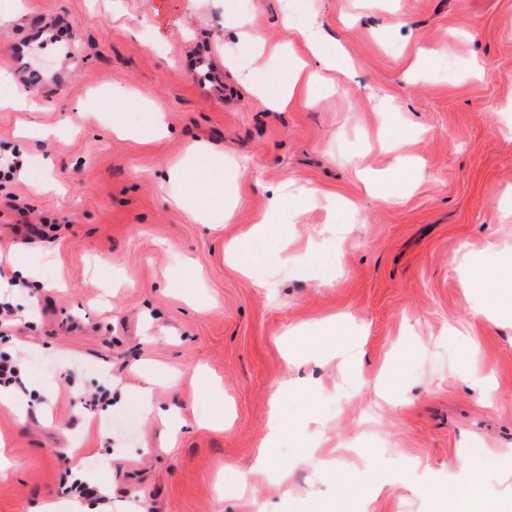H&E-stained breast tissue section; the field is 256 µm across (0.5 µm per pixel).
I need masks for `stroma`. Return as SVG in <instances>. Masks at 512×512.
<instances>
[{
    "label": "stroma",
    "instance_id": "stroma-1",
    "mask_svg": "<svg viewBox=\"0 0 512 512\" xmlns=\"http://www.w3.org/2000/svg\"><path fill=\"white\" fill-rule=\"evenodd\" d=\"M312 32L337 67L285 111L224 64L273 68ZM20 45L40 109L0 107V250L30 274L0 331L22 368L0 512H70L75 464L106 493L90 512H424L422 482L470 471L512 496V318L477 311L512 301V0H0V71ZM116 88L126 125L159 112L167 136L115 134ZM197 141L224 156L217 224L159 189ZM400 156L420 179L368 192ZM284 190L242 273L226 244ZM467 253L487 261L475 298ZM347 317L354 372L333 356ZM287 380L309 389L271 442ZM105 390L111 409L78 410ZM388 461L402 482L368 497Z\"/></svg>",
    "mask_w": 512,
    "mask_h": 512
}]
</instances>
